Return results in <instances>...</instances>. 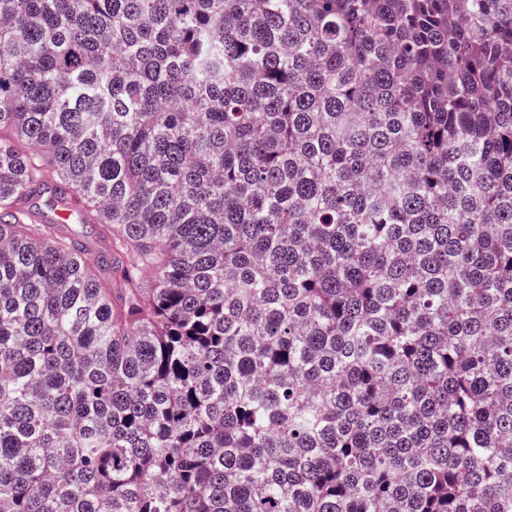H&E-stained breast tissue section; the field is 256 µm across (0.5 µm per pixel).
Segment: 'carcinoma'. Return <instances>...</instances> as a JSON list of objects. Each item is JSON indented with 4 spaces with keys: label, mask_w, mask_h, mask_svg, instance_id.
Listing matches in <instances>:
<instances>
[{
    "label": "carcinoma",
    "mask_w": 512,
    "mask_h": 512,
    "mask_svg": "<svg viewBox=\"0 0 512 512\" xmlns=\"http://www.w3.org/2000/svg\"><path fill=\"white\" fill-rule=\"evenodd\" d=\"M0 512H512V0H0Z\"/></svg>",
    "instance_id": "cac0c4a2"
}]
</instances>
